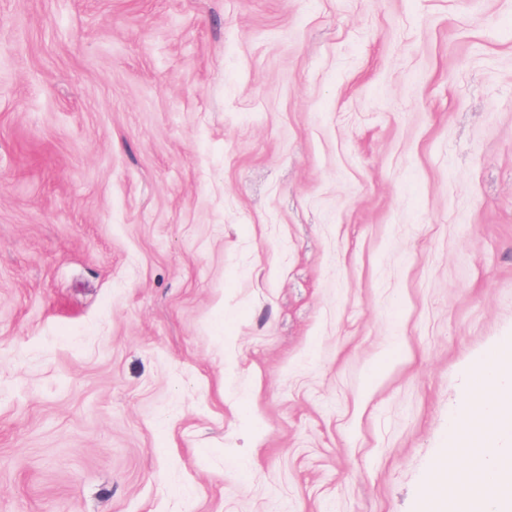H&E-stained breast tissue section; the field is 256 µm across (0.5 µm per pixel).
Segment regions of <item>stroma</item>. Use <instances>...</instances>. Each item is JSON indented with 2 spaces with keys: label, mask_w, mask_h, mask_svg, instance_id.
Listing matches in <instances>:
<instances>
[{
  "label": "stroma",
  "mask_w": 512,
  "mask_h": 512,
  "mask_svg": "<svg viewBox=\"0 0 512 512\" xmlns=\"http://www.w3.org/2000/svg\"><path fill=\"white\" fill-rule=\"evenodd\" d=\"M512 342V0H0V512H421Z\"/></svg>",
  "instance_id": "1"
}]
</instances>
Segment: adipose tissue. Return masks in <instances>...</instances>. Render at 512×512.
<instances>
[{"instance_id": "ef3b65f1", "label": "adipose tissue", "mask_w": 512, "mask_h": 512, "mask_svg": "<svg viewBox=\"0 0 512 512\" xmlns=\"http://www.w3.org/2000/svg\"><path fill=\"white\" fill-rule=\"evenodd\" d=\"M512 352L498 349L475 372L454 420L450 454L461 469L439 460L425 487L423 512H512Z\"/></svg>"}]
</instances>
